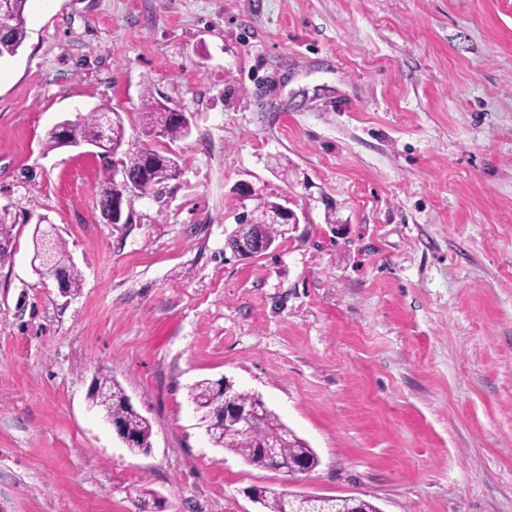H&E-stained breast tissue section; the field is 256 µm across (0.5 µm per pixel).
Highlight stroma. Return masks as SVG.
I'll return each instance as SVG.
<instances>
[{
    "instance_id": "obj_1",
    "label": "stroma",
    "mask_w": 512,
    "mask_h": 512,
    "mask_svg": "<svg viewBox=\"0 0 512 512\" xmlns=\"http://www.w3.org/2000/svg\"><path fill=\"white\" fill-rule=\"evenodd\" d=\"M0 61V512H259L253 488L379 512H512V0H31ZM192 116L180 175L98 206L112 161L48 150L145 89ZM299 216L227 246L260 199ZM80 290L32 267L39 220ZM119 384L130 451L88 398ZM221 378L316 453L311 472L213 447L188 398ZM16 220L11 216L9 208H0V265L9 261L13 253ZM237 240L238 255L244 257H256L266 252L269 247L262 240L256 231V224L252 221H246L243 224H237L236 229L232 232Z\"/></svg>"
}]
</instances>
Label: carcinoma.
I'll return each instance as SVG.
<instances>
[{"instance_id": "obj_1", "label": "carcinoma", "mask_w": 512, "mask_h": 512, "mask_svg": "<svg viewBox=\"0 0 512 512\" xmlns=\"http://www.w3.org/2000/svg\"><path fill=\"white\" fill-rule=\"evenodd\" d=\"M28 0H0V5L12 17L11 27L0 34V59L15 56L27 37L26 5ZM175 109L168 102H161L147 90L146 103L138 113L143 140L135 147L125 151L123 167L132 180L142 182L141 193L147 194L163 182L149 181V169L156 172H178L177 160L152 148V144L174 143L186 139L191 128L174 118ZM108 126L109 142L115 150L125 142V127L120 113L104 106L80 116L69 127L70 135L76 140L94 142L101 138L103 126ZM16 220L7 207L0 208V265L9 261L13 253ZM34 255L39 257L42 267L59 272L64 278L66 291L76 290L80 286L79 271L61 242L52 241L44 236L35 238ZM95 381L105 386V392L95 391L88 395L92 404L103 408L108 415L119 421L125 429L143 444L150 441L151 424L127 401L124 392L112 379L95 377ZM192 403L201 411L215 416L217 424L209 425L211 443L216 448L231 450L243 460L260 468H271L278 462L289 471H312L318 464L315 452L291 433L278 417L270 410L260 412L257 425L245 432L237 431L232 424H224L221 415L224 412L223 388L214 385L209 379L197 381L189 392ZM259 497L262 512H379L378 508L364 499L348 497L306 498L285 492H272L255 489Z\"/></svg>"}]
</instances>
